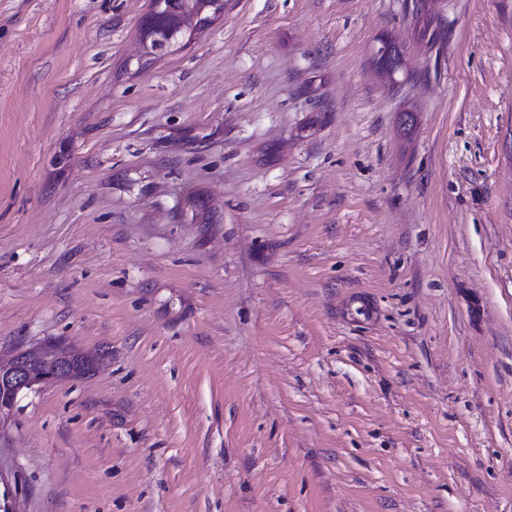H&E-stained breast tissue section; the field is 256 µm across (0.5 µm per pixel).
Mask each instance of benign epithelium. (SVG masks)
Returning a JSON list of instances; mask_svg holds the SVG:
<instances>
[{
    "instance_id": "7a95c632",
    "label": "benign epithelium",
    "mask_w": 512,
    "mask_h": 512,
    "mask_svg": "<svg viewBox=\"0 0 512 512\" xmlns=\"http://www.w3.org/2000/svg\"><path fill=\"white\" fill-rule=\"evenodd\" d=\"M224 14V0H193L178 18V30L192 37ZM145 53L154 57L168 54L180 46L178 42H157L147 33H140ZM378 67L389 75L405 67V55L393 56L390 42L378 40L372 52ZM69 366L60 356L55 343L19 350L6 358L0 357V436L11 422L20 396L70 377Z\"/></svg>"
}]
</instances>
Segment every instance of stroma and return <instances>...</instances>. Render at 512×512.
Returning a JSON list of instances; mask_svg holds the SVG:
<instances>
[{
    "instance_id": "obj_1",
    "label": "stroma",
    "mask_w": 512,
    "mask_h": 512,
    "mask_svg": "<svg viewBox=\"0 0 512 512\" xmlns=\"http://www.w3.org/2000/svg\"><path fill=\"white\" fill-rule=\"evenodd\" d=\"M414 3L0 0V355H105L19 512H512V0ZM224 14V0H197L190 2L178 18V30L184 39L191 38ZM372 57L378 67L392 77L397 71L405 67L404 52L400 56L394 57L390 53V42L384 39L378 40V45L373 49Z\"/></svg>"
}]
</instances>
